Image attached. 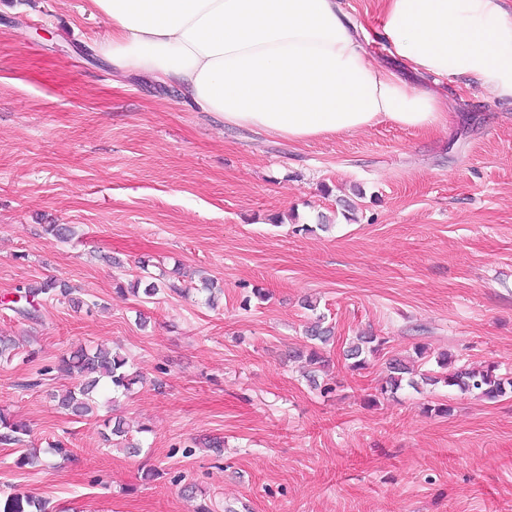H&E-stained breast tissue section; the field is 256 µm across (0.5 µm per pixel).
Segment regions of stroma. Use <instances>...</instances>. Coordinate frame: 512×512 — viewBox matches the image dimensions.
I'll return each instance as SVG.
<instances>
[{
	"label": "stroma",
	"mask_w": 512,
	"mask_h": 512,
	"mask_svg": "<svg viewBox=\"0 0 512 512\" xmlns=\"http://www.w3.org/2000/svg\"><path fill=\"white\" fill-rule=\"evenodd\" d=\"M109 34L88 0H0V336L33 353L0 360V410L29 425L28 447H70L21 467L0 445V496L50 512H512V395L376 392L419 345L512 376V103L417 75L446 127L294 144L116 77L97 51ZM176 268L181 292L116 291ZM47 278L84 309L17 318L18 289ZM306 298L335 327L328 394L288 358ZM363 334L386 344L354 370ZM99 344L144 377L116 410L138 454L103 441L106 411L77 418L50 397L74 383L59 359ZM441 403L450 414L431 413Z\"/></svg>",
	"instance_id": "obj_1"
}]
</instances>
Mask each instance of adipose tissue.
<instances>
[{
	"instance_id": "1",
	"label": "adipose tissue",
	"mask_w": 512,
	"mask_h": 512,
	"mask_svg": "<svg viewBox=\"0 0 512 512\" xmlns=\"http://www.w3.org/2000/svg\"><path fill=\"white\" fill-rule=\"evenodd\" d=\"M105 61L178 87L228 126L293 142L383 121L445 126L440 96L385 69L341 0H90ZM378 38L413 72L512 101V0H384Z\"/></svg>"
}]
</instances>
